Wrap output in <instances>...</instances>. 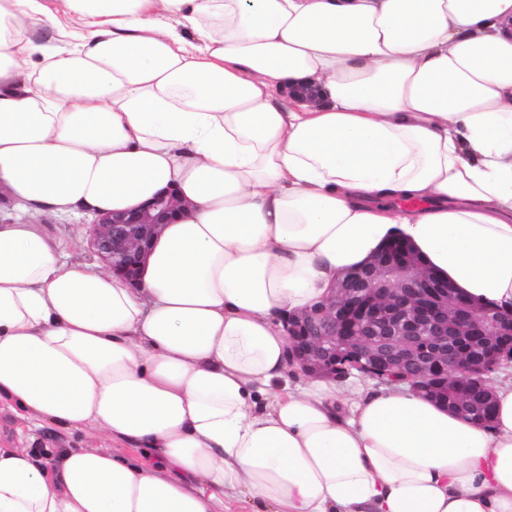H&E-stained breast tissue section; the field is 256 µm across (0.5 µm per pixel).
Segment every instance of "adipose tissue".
I'll return each mask as SVG.
<instances>
[{
  "label": "adipose tissue",
  "mask_w": 512,
  "mask_h": 512,
  "mask_svg": "<svg viewBox=\"0 0 512 512\" xmlns=\"http://www.w3.org/2000/svg\"><path fill=\"white\" fill-rule=\"evenodd\" d=\"M65 3L0 0V400L124 451L0 447V512H512V382L294 388L282 322L396 236L512 312V0ZM169 187L135 285L31 222ZM485 382L481 378H462L460 381L447 383V385H441L439 391L441 396H438L436 401L445 405V394L448 397L453 398L459 396L461 393H468L472 399L473 406L465 408V413L469 414L474 420L484 422L489 421L492 418L493 403H486L482 398V392L480 386L485 385Z\"/></svg>",
  "instance_id": "obj_1"
}]
</instances>
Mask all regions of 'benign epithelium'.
<instances>
[{"instance_id":"benign-epithelium-1","label":"benign epithelium","mask_w":512,"mask_h":512,"mask_svg":"<svg viewBox=\"0 0 512 512\" xmlns=\"http://www.w3.org/2000/svg\"><path fill=\"white\" fill-rule=\"evenodd\" d=\"M181 211L169 189L123 212L95 215L89 245L134 282L154 238ZM290 361L310 377L404 384L428 396L456 374H490L512 356V314L460 304L455 288L395 241L343 274L331 295L284 319Z\"/></svg>"}]
</instances>
